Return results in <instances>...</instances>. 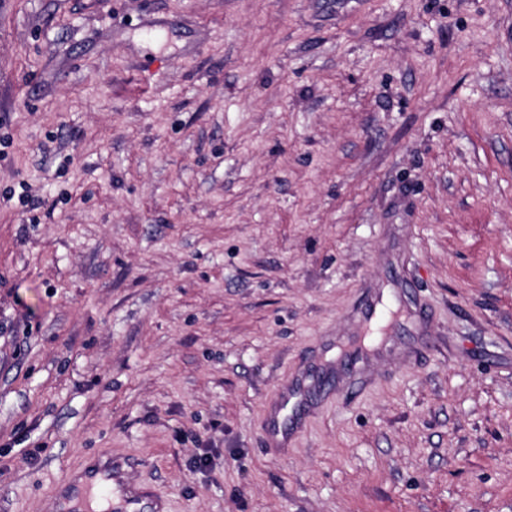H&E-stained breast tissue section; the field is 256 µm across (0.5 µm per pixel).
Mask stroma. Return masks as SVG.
<instances>
[{
    "label": "stroma",
    "mask_w": 512,
    "mask_h": 512,
    "mask_svg": "<svg viewBox=\"0 0 512 512\" xmlns=\"http://www.w3.org/2000/svg\"><path fill=\"white\" fill-rule=\"evenodd\" d=\"M3 133L0 512H512V0H0ZM378 346L375 342H365L364 346L355 345L347 354L354 364V371L344 378V395H357L362 391L361 377L366 371V365L376 352ZM321 387L317 383L315 376L312 375L310 381L307 379L299 380L293 389L289 390L287 387L285 391H278L276 393V400L269 407L266 425L269 446L275 432L278 431L277 414L283 413L287 409L291 411L290 415L286 414L281 422V427L285 433L288 430V424L293 425L295 422L299 412L306 404L309 394L320 391Z\"/></svg>",
    "instance_id": "stroma-1"
}]
</instances>
